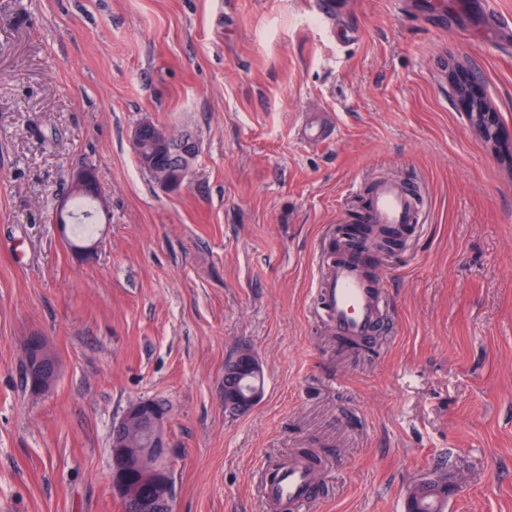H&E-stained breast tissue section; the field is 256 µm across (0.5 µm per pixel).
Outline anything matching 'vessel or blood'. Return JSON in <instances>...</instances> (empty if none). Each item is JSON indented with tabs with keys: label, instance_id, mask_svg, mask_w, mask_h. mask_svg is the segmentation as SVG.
Instances as JSON below:
<instances>
[{
	"label": "vessel or blood",
	"instance_id": "b4317fda",
	"mask_svg": "<svg viewBox=\"0 0 512 512\" xmlns=\"http://www.w3.org/2000/svg\"><path fill=\"white\" fill-rule=\"evenodd\" d=\"M316 14L335 23L340 39L356 40V30L342 25L343 0H315ZM422 198L411 196L402 182L379 179L360 212V235L341 247L335 256L318 261V307L330 330L339 338L372 343L377 334L385 297L373 273L374 255L367 239L383 230L411 235L421 222ZM315 476L303 463L291 462L275 478L262 482L261 492L276 512H308Z\"/></svg>",
	"mask_w": 512,
	"mask_h": 512
}]
</instances>
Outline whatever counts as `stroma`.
Masks as SVG:
<instances>
[{"mask_svg":"<svg viewBox=\"0 0 512 512\" xmlns=\"http://www.w3.org/2000/svg\"><path fill=\"white\" fill-rule=\"evenodd\" d=\"M348 0L356 43L311 0H0V512H123L112 426L168 403L173 512H267L258 477L321 457L311 512H406L446 474L445 512H512V52L477 0ZM478 75L500 143L450 74ZM323 114L334 131L303 139ZM200 152L167 194L129 144L144 120ZM95 171L94 248L56 224ZM392 177L426 222L383 261L379 353L315 312L317 254ZM59 362L25 380L28 336ZM252 352L256 406L224 404ZM262 366L250 352H241L224 370V404L234 409H248L262 398Z\"/></svg>","mask_w":512,"mask_h":512,"instance_id":"stroma-1","label":"stroma"}]
</instances>
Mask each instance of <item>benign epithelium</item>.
<instances>
[{
  "label": "benign epithelium",
  "mask_w": 512,
  "mask_h": 512,
  "mask_svg": "<svg viewBox=\"0 0 512 512\" xmlns=\"http://www.w3.org/2000/svg\"><path fill=\"white\" fill-rule=\"evenodd\" d=\"M458 85V99L466 109L470 125L488 141L499 142L496 117L480 95L478 79L471 73L458 71L452 75ZM134 153L144 162L170 156L178 165L175 173L164 172L156 184L164 192L181 189L189 174L187 162L199 152L195 135L185 129L173 132L145 120L135 126L129 136ZM77 194L95 196V174L86 167L73 175ZM262 366L250 352L244 351L226 364L224 370V404L234 409H248L262 398L260 378ZM58 377V360L47 340L31 336L27 341L25 378L35 393L49 391ZM167 416L159 413L153 400L132 404L112 428L111 483L115 494L129 512H172L173 489L170 470V443L166 433Z\"/></svg>",
  "instance_id": "benign-epithelium-1"
}]
</instances>
